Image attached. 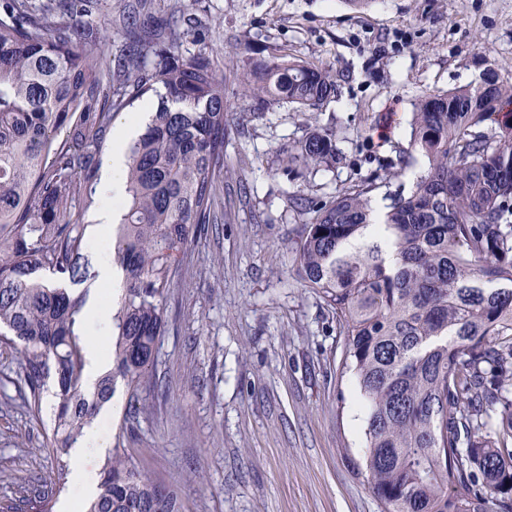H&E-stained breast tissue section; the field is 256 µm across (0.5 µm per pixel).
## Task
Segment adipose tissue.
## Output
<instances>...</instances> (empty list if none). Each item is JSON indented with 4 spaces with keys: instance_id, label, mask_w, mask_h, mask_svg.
Here are the masks:
<instances>
[{
    "instance_id": "obj_1",
    "label": "adipose tissue",
    "mask_w": 512,
    "mask_h": 512,
    "mask_svg": "<svg viewBox=\"0 0 512 512\" xmlns=\"http://www.w3.org/2000/svg\"><path fill=\"white\" fill-rule=\"evenodd\" d=\"M146 118L143 112L128 117L120 126L105 156L101 172L102 204L96 217L94 233L109 229L121 217L119 203L125 196L123 171L126 167V147L136 138Z\"/></svg>"
}]
</instances>
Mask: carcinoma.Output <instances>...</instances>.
<instances>
[{
    "label": "carcinoma",
    "mask_w": 512,
    "mask_h": 512,
    "mask_svg": "<svg viewBox=\"0 0 512 512\" xmlns=\"http://www.w3.org/2000/svg\"><path fill=\"white\" fill-rule=\"evenodd\" d=\"M146 2L120 5L122 41L106 51L89 0H0V345L22 346L32 413L53 398L46 447L57 479L117 380L129 393L87 512H183L121 438L154 384L163 302L211 223L224 170V73L208 32L178 4L160 14ZM159 86L161 102L127 147L121 223L104 247L123 282L112 368L91 392L88 290L75 291L93 278L91 243L73 217L96 196L114 114ZM242 86L261 106L317 112L335 95L336 72L286 54L246 57ZM410 127L427 167L384 212L370 207L369 185L328 205L289 196L311 215L297 276L345 336V367L367 409V480L383 512H512V85L488 68L470 86L422 96ZM338 160L327 129L277 156L286 171ZM374 225L384 235L368 234ZM55 494L25 490L15 512H53Z\"/></svg>",
    "instance_id": "carcinoma-1"
}]
</instances>
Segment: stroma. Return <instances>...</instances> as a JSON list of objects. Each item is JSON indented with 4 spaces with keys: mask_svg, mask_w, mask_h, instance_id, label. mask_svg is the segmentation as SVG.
Segmentation results:
<instances>
[{
    "mask_svg": "<svg viewBox=\"0 0 512 512\" xmlns=\"http://www.w3.org/2000/svg\"><path fill=\"white\" fill-rule=\"evenodd\" d=\"M182 2L224 61L223 205L165 301L158 384L140 394L124 445L184 512H382L363 472L367 411L342 366L345 338L295 274L303 218L288 197L327 204L367 184L382 208L409 193L425 161L398 159L417 101L469 85L487 64L512 82V0ZM239 45L332 67L334 98L319 112L256 109L241 94ZM315 127L335 132L340 162L283 172L276 153ZM22 364L20 349L0 347V512L57 471L52 408L32 415Z\"/></svg>",
    "mask_w": 512,
    "mask_h": 512,
    "instance_id": "35a3bbf8",
    "label": "stroma"
}]
</instances>
